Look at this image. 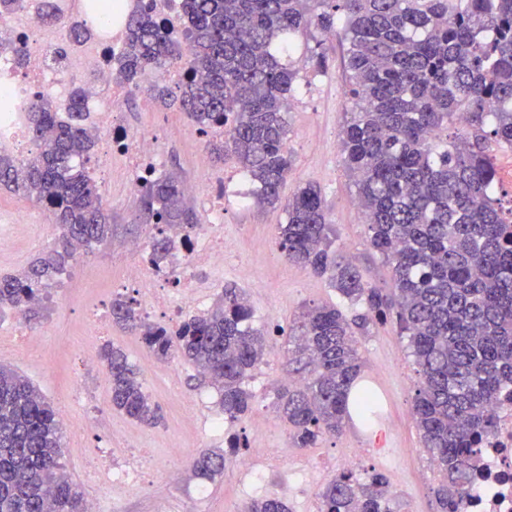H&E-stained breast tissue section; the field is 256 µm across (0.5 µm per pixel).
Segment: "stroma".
Segmentation results:
<instances>
[{
    "mask_svg": "<svg viewBox=\"0 0 512 512\" xmlns=\"http://www.w3.org/2000/svg\"><path fill=\"white\" fill-rule=\"evenodd\" d=\"M293 44L292 58L300 68V105L288 114L287 148L293 170L281 195L290 197L297 186L308 182L320 186L328 220L336 226L337 248L353 259L370 283L392 288L391 269L369 244L353 181L342 159L340 131L349 104L340 39L336 32L313 28L297 35ZM319 49L326 55L322 69L312 61ZM160 113L168 126L162 138L166 172L189 180L194 174L193 156L207 151L208 145L180 140L176 126L185 114L177 107L161 108ZM99 192L112 217L115 238L136 240L149 234L138 198L116 204L111 187L100 185ZM286 221L284 206L254 201L243 206L232 192L224 199V239L235 245L238 260L213 276L204 302L213 306L224 285L236 283L247 291L253 325L265 332L267 342L263 363L246 382L254 395L250 413L225 424L220 435L183 424L187 399L192 400L196 416L221 413L217 388L197 384L194 368L183 359L157 361L138 337L112 324V300L117 292L111 281L118 277L120 263L113 259L109 242L95 244L56 277L39 321L19 325L12 311L0 314V365L27 376L56 411H69L61 462L85 495L99 500L101 512H244L252 499L279 496L287 486L293 489L285 498L290 512H319L318 494L325 479L341 473L342 457L355 447L361 450L355 474L374 469L384 472L399 489L400 512H436L440 476L431 466V455L411 414L418 377L408 339L392 321L374 326L370 335L358 339L365 373L379 376L392 399L378 442L358 445L348 429L325 436L309 451L314 466L325 473L321 481H308L286 465L267 471L258 482L244 479L238 471L239 460L249 455L250 443L277 450L292 448L288 427L274 406L276 388L292 375L290 339L300 333V316L306 306L339 301L325 279L288 262L280 251L277 227ZM94 315L106 321V328L93 329L90 318ZM32 335L38 338L33 345L27 342ZM108 343L122 348L137 367L144 391L161 408L159 425H140L113 411L105 364L82 365L85 353L100 351ZM232 435L244 439L246 446L228 457L221 473L209 476L194 468L199 450L224 452ZM180 447L185 454L179 463H172L171 456ZM101 448L116 458L133 452L142 455L149 464L146 486L115 489L92 478L90 472L98 466Z\"/></svg>",
    "mask_w": 512,
    "mask_h": 512,
    "instance_id": "obj_1",
    "label": "stroma"
}]
</instances>
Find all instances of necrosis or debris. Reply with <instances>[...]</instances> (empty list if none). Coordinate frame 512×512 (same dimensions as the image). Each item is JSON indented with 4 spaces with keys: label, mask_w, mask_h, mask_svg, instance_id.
I'll return each mask as SVG.
<instances>
[{
    "label": "necrosis or debris",
    "mask_w": 512,
    "mask_h": 512,
    "mask_svg": "<svg viewBox=\"0 0 512 512\" xmlns=\"http://www.w3.org/2000/svg\"><path fill=\"white\" fill-rule=\"evenodd\" d=\"M97 0H24L19 10L0 6V100L13 109L0 112V150L26 158L36 144L28 127V102L49 99L60 119H67L71 105V75L93 73L97 89L83 101L84 126L99 146L90 174L107 183H119L129 195L138 194L142 181L158 177L163 151L156 132L131 128L123 104L127 86L112 80L110 60L120 53L125 39V19L136 10L151 9L171 31L180 32L181 0H119L112 13L99 15ZM57 15L75 17L91 31V39L74 42L57 26L43 20L47 5ZM26 51L23 64H15L11 46ZM200 179L185 186L187 195L207 217L198 225L189 246L178 247L165 271L150 265L149 240L128 241L117 252L126 259L118 285L133 289L137 304L148 313L167 317L199 308L207 283L196 276L203 267L220 269L231 262L224 245V195L229 185L223 174L210 169L204 155H196ZM496 429L479 448L471 471L465 512H512V403L495 410Z\"/></svg>",
    "instance_id": "1"
}]
</instances>
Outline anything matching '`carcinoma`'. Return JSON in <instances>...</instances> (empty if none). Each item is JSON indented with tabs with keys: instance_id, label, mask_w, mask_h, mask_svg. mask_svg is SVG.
Returning <instances> with one entry per match:
<instances>
[{
	"instance_id": "cac0c4a2",
	"label": "carcinoma",
	"mask_w": 512,
	"mask_h": 512,
	"mask_svg": "<svg viewBox=\"0 0 512 512\" xmlns=\"http://www.w3.org/2000/svg\"><path fill=\"white\" fill-rule=\"evenodd\" d=\"M186 25L170 32L148 11L128 21L115 57L122 81L180 65L186 80L156 90L202 127L222 126L231 151L256 186L260 204L280 201L292 170L285 148L300 68L290 36L342 23L347 44L341 131L344 165L371 247L390 265L393 288L371 284L333 248L321 190L307 183L285 205L279 249L329 284L349 308L313 306L301 316L289 362L299 380L277 390V412L298 448L341 432L353 415L371 423L377 398L353 394L362 374L355 336L395 319L408 337L420 384L413 416L443 481L437 512H463L477 448L493 433L494 406L512 397V207L494 194L493 151L512 150V0H183ZM85 91L72 92L67 121L43 99L30 103L39 152L20 160L0 152V186L53 212L56 246L17 275L0 277V311L40 314L46 287L71 261L73 243H100L112 224L85 163L94 143L80 123ZM141 210L153 224L191 231L197 224L174 176L148 181ZM168 236L152 239L163 265ZM244 289L224 287L213 308L168 329L146 322L133 301H112L113 321L138 336L159 361L179 356L221 392L224 419L250 408L245 380L264 360V334ZM112 408L143 424L160 419L128 356L107 345ZM61 421L40 390L0 365V512H85V497L61 465ZM208 450L203 473L224 469ZM387 476L343 472L320 493V512H396ZM245 512H288L278 498Z\"/></svg>"
}]
</instances>
